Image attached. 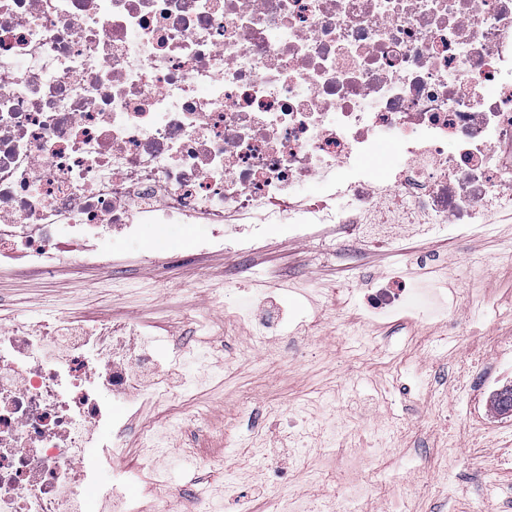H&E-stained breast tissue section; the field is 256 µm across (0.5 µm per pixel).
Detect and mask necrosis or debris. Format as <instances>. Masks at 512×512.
I'll list each match as a JSON object with an SVG mask.
<instances>
[{
	"mask_svg": "<svg viewBox=\"0 0 512 512\" xmlns=\"http://www.w3.org/2000/svg\"><path fill=\"white\" fill-rule=\"evenodd\" d=\"M313 179L325 195L291 202ZM509 209L512 0H0V265L108 266L113 231L146 224L209 225L199 252L223 250L231 218L297 238L349 222L386 247ZM448 307L394 272L360 320ZM151 358L125 321L0 322V512H138L128 487L169 476L165 425L125 448L99 391L161 399L132 371ZM104 432L130 458L109 492L85 463Z\"/></svg>",
	"mask_w": 512,
	"mask_h": 512,
	"instance_id": "necrosis-or-debris-1",
	"label": "necrosis or debris"
}]
</instances>
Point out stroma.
I'll use <instances>...</instances> for the list:
<instances>
[{"mask_svg":"<svg viewBox=\"0 0 512 512\" xmlns=\"http://www.w3.org/2000/svg\"><path fill=\"white\" fill-rule=\"evenodd\" d=\"M204 224L113 234L115 268L63 264L41 275L24 263L0 268V316L68 311L83 321L122 318L155 332L160 358L142 374L161 383V402L128 406L101 389L103 406L132 425L168 417L169 470L176 486L200 490L235 470L236 449L260 432L292 493H324L359 512H512V422L479 392L487 379L512 387V219L467 238L400 230L398 249L362 245L325 224L300 241L275 225L255 250L227 240L221 253L187 258ZM429 273L456 302L443 321L378 327L360 323L364 288L393 270ZM251 320L237 318L239 310ZM277 318L261 340L259 319ZM314 319L308 330L295 324ZM228 360L208 388L185 392L201 360ZM337 423L335 446L319 435L304 459L282 436ZM273 477L243 476L224 512H278Z\"/></svg>","mask_w":512,"mask_h":512,"instance_id":"1","label":"stroma"}]
</instances>
